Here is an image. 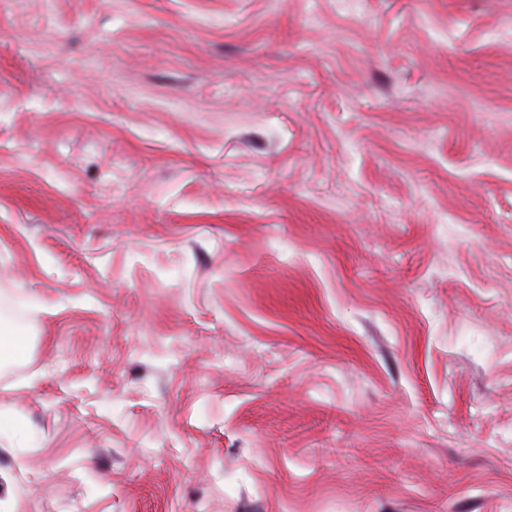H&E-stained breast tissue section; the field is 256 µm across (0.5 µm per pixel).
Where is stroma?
I'll list each match as a JSON object with an SVG mask.
<instances>
[{
	"label": "stroma",
	"mask_w": 512,
	"mask_h": 512,
	"mask_svg": "<svg viewBox=\"0 0 512 512\" xmlns=\"http://www.w3.org/2000/svg\"><path fill=\"white\" fill-rule=\"evenodd\" d=\"M0 512H512V0H0Z\"/></svg>",
	"instance_id": "obj_1"
}]
</instances>
